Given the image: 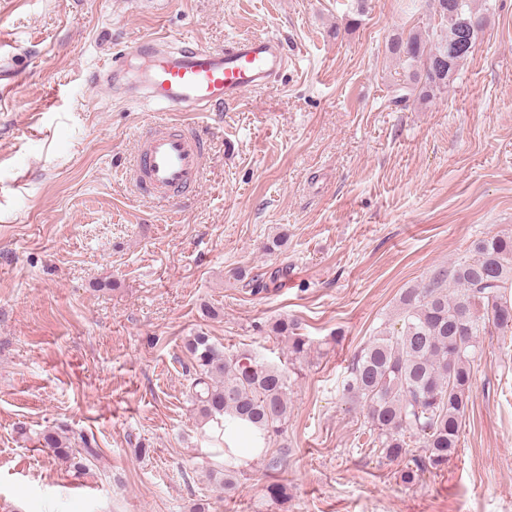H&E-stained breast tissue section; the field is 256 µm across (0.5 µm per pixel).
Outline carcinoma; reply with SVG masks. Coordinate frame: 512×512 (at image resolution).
Returning a JSON list of instances; mask_svg holds the SVG:
<instances>
[{"label":"carcinoma","instance_id":"obj_1","mask_svg":"<svg viewBox=\"0 0 512 512\" xmlns=\"http://www.w3.org/2000/svg\"><path fill=\"white\" fill-rule=\"evenodd\" d=\"M440 27H415L393 35L387 50L404 69L390 105L401 108L415 95L447 92L470 50L455 48L458 30H482L486 16L475 0H425ZM512 234L473 239L466 253L436 265L426 280L400 296L396 321L384 323L361 348L341 381L342 397L362 406L376 433L381 457L396 460L413 443L422 453L410 458L400 478L413 483L441 469L456 453L462 418L472 398V362L486 327L512 328ZM270 330L288 340V351L300 356L308 340L294 320L278 319ZM189 394L203 423L222 418L250 425L268 453L285 431L290 413L289 371L268 364L249 351H224L200 331L185 340ZM44 447L57 458L98 456L86 434L47 432ZM224 492L236 489L243 471L211 468Z\"/></svg>","mask_w":512,"mask_h":512}]
</instances>
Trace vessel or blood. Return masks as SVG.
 Masks as SVG:
<instances>
[{
    "instance_id": "obj_1",
    "label": "vessel or blood",
    "mask_w": 512,
    "mask_h": 512,
    "mask_svg": "<svg viewBox=\"0 0 512 512\" xmlns=\"http://www.w3.org/2000/svg\"><path fill=\"white\" fill-rule=\"evenodd\" d=\"M131 51L149 61L134 95L161 112L223 111L267 85L288 62L284 44L274 36L235 40L221 49L156 37L133 43ZM126 54L114 53L111 63L93 75L94 85H122ZM138 143L127 177L142 195L177 206L198 192L208 151L196 128L158 122L142 129Z\"/></svg>"
}]
</instances>
